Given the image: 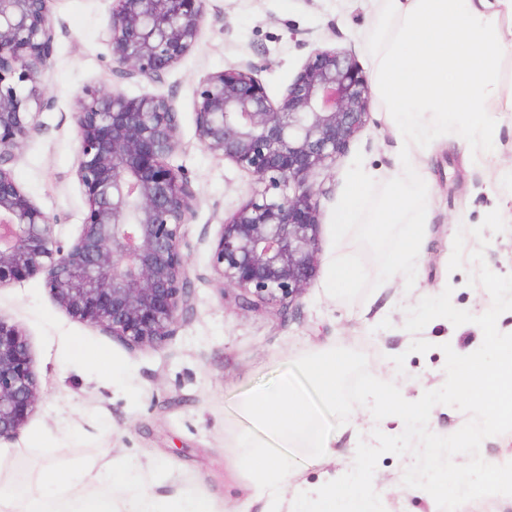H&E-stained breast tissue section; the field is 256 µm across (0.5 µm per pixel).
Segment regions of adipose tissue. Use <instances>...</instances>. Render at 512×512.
Here are the masks:
<instances>
[{"instance_id": "adipose-tissue-1", "label": "adipose tissue", "mask_w": 512, "mask_h": 512, "mask_svg": "<svg viewBox=\"0 0 512 512\" xmlns=\"http://www.w3.org/2000/svg\"><path fill=\"white\" fill-rule=\"evenodd\" d=\"M400 25L378 80L399 130L403 161L418 133L495 144L487 117L494 50L512 42V0H391ZM41 494L0 483V512H214L211 498L187 491L155 494L135 462L101 456L66 468L44 465Z\"/></svg>"}]
</instances>
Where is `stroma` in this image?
Returning <instances> with one entry per match:
<instances>
[{"label": "stroma", "mask_w": 512, "mask_h": 512, "mask_svg": "<svg viewBox=\"0 0 512 512\" xmlns=\"http://www.w3.org/2000/svg\"><path fill=\"white\" fill-rule=\"evenodd\" d=\"M388 0H207L197 42L159 80L131 77L113 60L108 44L112 0H52L54 51L41 77L48 104L37 127L14 152L8 167L31 200L54 222L57 238L75 240L87 206L76 172L80 154L74 112L88 88H108L130 97L162 95L178 114L179 145L170 159L197 194L183 227L193 294L192 310L180 316L176 333L158 346L130 347L100 327L72 318L51 296L44 274L0 286V314L24 334L40 398L25 426L7 445L0 471L14 484L32 486L47 462L66 467L73 459L101 455L136 462L160 494L196 491L226 506L244 497L234 469L236 445L246 427L239 401L281 375L297 358L333 341L363 352L369 372L405 354L401 380L408 393L442 380V344L463 352L482 342L472 323L453 326L443 318L422 331L427 353L409 352L403 329L407 307L452 287V304L479 313L488 296L467 284L472 262L449 271L459 228L479 226L500 210L507 228L487 233L485 261L493 272L512 274V187L498 183L497 169L512 163V50L498 52L491 120L497 147L486 154L480 141H420L416 159L427 185L429 238L417 265L413 288L403 275L390 287L354 302H332L315 277L287 311L255 313L223 294L212 255L225 216L249 197L252 176L199 145L195 135V91L206 74L253 65L271 99H279L308 57L319 48L352 51L370 97L367 124L348 149L313 178L320 218V257L335 248L331 216L341 198L346 172L356 153L364 168L384 183L402 174L397 132L388 121L377 67L396 28ZM123 365L121 374L98 368L92 354ZM411 455L380 457L373 485L384 493L385 512H430L429 499L405 487Z\"/></svg>", "instance_id": "1"}]
</instances>
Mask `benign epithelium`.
<instances>
[{"mask_svg":"<svg viewBox=\"0 0 512 512\" xmlns=\"http://www.w3.org/2000/svg\"><path fill=\"white\" fill-rule=\"evenodd\" d=\"M48 2L0 0V286L42 272L71 317L128 346L158 345L191 306L182 228L197 201L169 163L178 147L170 101L106 88L77 98L76 176L87 215L71 244L5 168L44 105L40 77L54 43ZM205 2L113 0L112 59L129 76L160 78L194 46ZM194 110L199 144L254 177L249 199L222 224L213 268L240 308L285 309L320 266L312 178L370 115L355 56L316 50L276 102L251 64L207 74ZM37 401L27 341L0 314V440L19 433Z\"/></svg>","mask_w":512,"mask_h":512,"instance_id":"obj_1","label":"benign epithelium"}]
</instances>
